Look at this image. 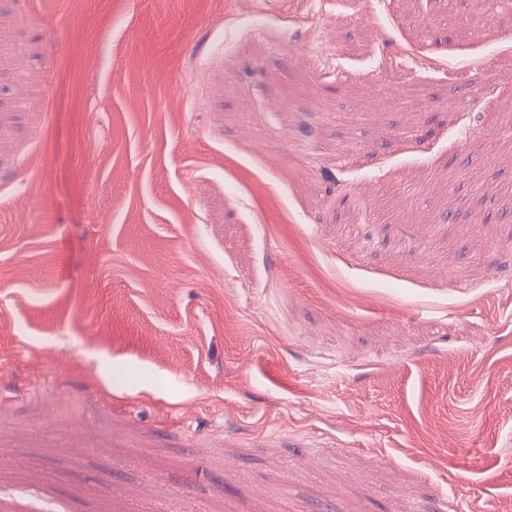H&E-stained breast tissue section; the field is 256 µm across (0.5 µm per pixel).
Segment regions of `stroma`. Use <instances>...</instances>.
Here are the masks:
<instances>
[{
  "label": "stroma",
  "mask_w": 512,
  "mask_h": 512,
  "mask_svg": "<svg viewBox=\"0 0 512 512\" xmlns=\"http://www.w3.org/2000/svg\"><path fill=\"white\" fill-rule=\"evenodd\" d=\"M511 74L512 0H0V512H512Z\"/></svg>",
  "instance_id": "35a3bbf8"
}]
</instances>
